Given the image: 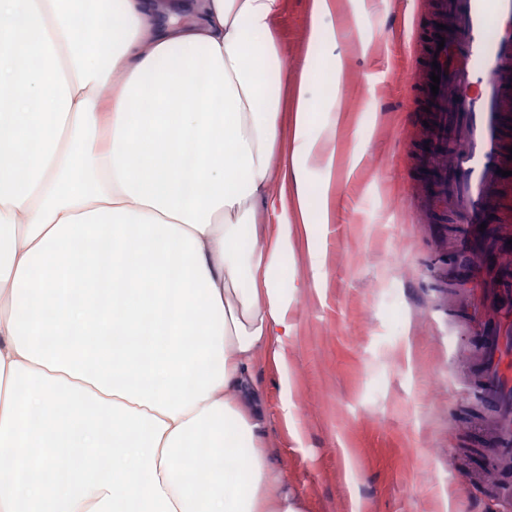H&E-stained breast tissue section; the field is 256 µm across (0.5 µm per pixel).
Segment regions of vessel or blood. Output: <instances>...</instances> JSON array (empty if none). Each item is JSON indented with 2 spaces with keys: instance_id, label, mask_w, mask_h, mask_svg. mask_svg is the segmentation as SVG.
<instances>
[{
  "instance_id": "obj_1",
  "label": "vessel or blood",
  "mask_w": 512,
  "mask_h": 512,
  "mask_svg": "<svg viewBox=\"0 0 512 512\" xmlns=\"http://www.w3.org/2000/svg\"><path fill=\"white\" fill-rule=\"evenodd\" d=\"M446 30L438 53L439 91L429 110L434 141L448 155L437 192L448 198L456 224L485 223L506 160L505 122L512 114V0H443ZM478 392L492 407L502 458H512L511 288H483Z\"/></svg>"
}]
</instances>
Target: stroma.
I'll list each match as a JSON object with an SVG mask.
<instances>
[{
  "label": "stroma",
  "instance_id": "35a3bbf8",
  "mask_svg": "<svg viewBox=\"0 0 512 512\" xmlns=\"http://www.w3.org/2000/svg\"><path fill=\"white\" fill-rule=\"evenodd\" d=\"M436 2L334 0L347 63L329 130L334 221L297 230L287 376L263 351L253 367L273 416L261 444L304 512H512L498 492L512 468L487 478L495 445L473 389L482 325L470 298L491 281L461 263L464 239L427 183L414 72ZM308 23V0H286L271 84L295 86L303 60L325 63Z\"/></svg>",
  "mask_w": 512,
  "mask_h": 512
}]
</instances>
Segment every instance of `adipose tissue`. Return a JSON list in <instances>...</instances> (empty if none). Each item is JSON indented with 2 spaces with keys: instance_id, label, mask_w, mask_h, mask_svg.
<instances>
[{
  "instance_id": "adipose-tissue-1",
  "label": "adipose tissue",
  "mask_w": 512,
  "mask_h": 512,
  "mask_svg": "<svg viewBox=\"0 0 512 512\" xmlns=\"http://www.w3.org/2000/svg\"><path fill=\"white\" fill-rule=\"evenodd\" d=\"M332 11L279 154L285 0H0V512H301L252 362L288 371L289 214L333 219Z\"/></svg>"
}]
</instances>
